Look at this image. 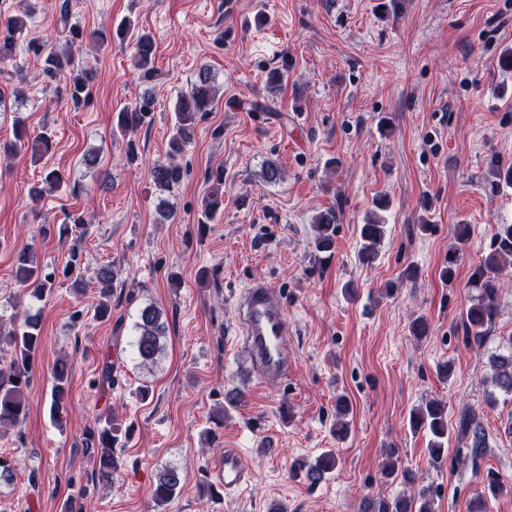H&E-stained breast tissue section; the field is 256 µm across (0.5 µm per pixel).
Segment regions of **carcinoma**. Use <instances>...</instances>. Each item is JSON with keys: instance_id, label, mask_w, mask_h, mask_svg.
I'll use <instances>...</instances> for the list:
<instances>
[{"instance_id": "1", "label": "carcinoma", "mask_w": 512, "mask_h": 512, "mask_svg": "<svg viewBox=\"0 0 512 512\" xmlns=\"http://www.w3.org/2000/svg\"><path fill=\"white\" fill-rule=\"evenodd\" d=\"M27 0H18L15 14L0 18V65H12L14 73L20 68L14 64L17 39L26 28L29 17ZM120 39L131 38L135 42V66L143 76L149 77L154 72L156 44L153 38L139 32L135 23L128 19L116 30L98 29L89 33V37L101 46L112 42V36ZM28 50L42 61V73L55 79L61 76L68 78V95L74 104L84 100L91 82L89 72L74 71V60L69 50L48 48L41 43L31 41ZM214 98V78L210 71L199 69L197 79L178 97L176 123L169 141V160L156 163L150 169V177L158 190L165 192L178 185L184 177V170L176 157L184 150L193 133L196 117L208 111ZM155 107L153 94L146 93L139 97L134 105L117 113L116 127L124 133L138 131L150 121L151 112ZM49 136L41 132L35 136L28 133L24 119H15L14 141L4 150L8 156H17L31 152L36 157L48 149ZM338 221L336 209L328 208L321 211L314 219V247L318 252L331 251L336 234ZM386 235V225L370 220L361 225L359 262L371 266L379 258V248ZM512 266V224H498L490 244V251L483 261L474 269L470 281L477 294L460 314L463 327L462 344L466 347H481L486 336L485 329L497 314V284L488 273H502ZM112 265L104 264L96 268L90 281L100 286V297L95 308V318L107 320L112 314V281L114 280ZM17 282L32 287L33 296L39 298L51 290L52 274L44 273L36 263L35 257L29 252L19 256L15 269ZM162 313L152 305L144 306L135 323L136 352L143 365L156 363L163 350L165 325L161 321ZM42 345L39 316L30 314L23 323L7 331L0 329V351L9 350L7 363L0 364V430L15 427L27 414V403L24 397L31 379L32 366ZM490 382L494 389L505 394H512V349L504 353H495L489 360ZM54 384L51 391L50 410L53 419L61 423L68 415L69 403V372L67 363L60 359L53 368ZM410 427L415 433H423L428 437L430 461L435 467L444 463V447L451 433L471 439L470 454L474 458L485 451V434L475 412L465 409L455 421L454 426L448 424V412L439 401H430L425 406L415 409L410 415ZM117 437L114 434L112 420L107 418L96 423L85 432V451L90 454L94 464V476L102 483L112 481L118 469L119 460L115 454ZM298 468L306 470L307 479L312 483L322 481L325 476L336 468V455L329 450L313 462H300ZM184 476L175 467L160 470L152 489V499L156 505L169 503L180 491ZM433 491L429 487L422 488L413 497L397 496L392 499H367L361 512H433L431 501Z\"/></svg>"}]
</instances>
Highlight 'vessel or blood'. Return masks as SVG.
Here are the masks:
<instances>
[{"instance_id":"1","label":"vessel or blood","mask_w":512,"mask_h":512,"mask_svg":"<svg viewBox=\"0 0 512 512\" xmlns=\"http://www.w3.org/2000/svg\"><path fill=\"white\" fill-rule=\"evenodd\" d=\"M235 326L236 349L252 360L258 380L269 383L285 379L293 332L280 290L264 278H254L238 296ZM248 478L240 452L234 448L225 449L217 468L219 485L231 493L246 484Z\"/></svg>"}]
</instances>
